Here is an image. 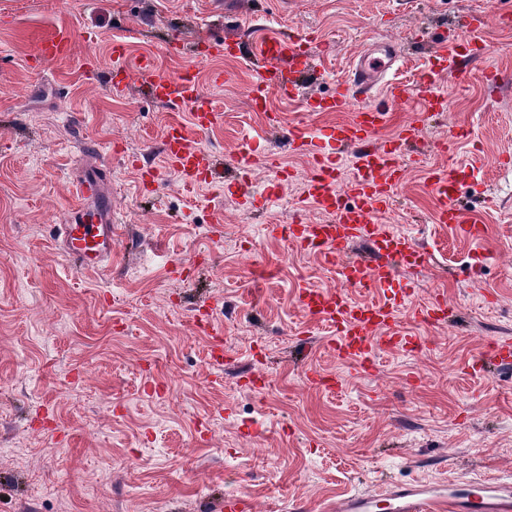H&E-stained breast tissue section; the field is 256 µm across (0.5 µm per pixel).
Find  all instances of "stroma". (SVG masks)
I'll list each match as a JSON object with an SVG mask.
<instances>
[{
  "label": "stroma",
  "instance_id": "stroma-1",
  "mask_svg": "<svg viewBox=\"0 0 512 512\" xmlns=\"http://www.w3.org/2000/svg\"><path fill=\"white\" fill-rule=\"evenodd\" d=\"M467 12L512 13V0H0V512H224L225 496L241 492L251 512L295 501L324 512L386 480H512V368L466 366L487 340L512 339V29L483 33L499 84L483 83L479 63L446 82L450 117L423 127L381 216L428 258L401 270L414 293L398 311L424 344L381 353L370 369L339 359L332 330L296 303L300 288L337 287L325 259L262 230L322 222L297 205L310 162L285 133L340 115L276 98L280 123L269 125L248 105L255 63L213 48L308 34L323 44L311 84L322 95L392 40L406 53L396 76L410 85L425 38ZM58 27L75 34L70 52L34 61V35ZM117 37L162 73L196 71L223 114L200 143L224 188H188L166 169L161 141L176 115L139 82L105 91ZM174 39L185 50L170 56ZM461 126L472 134L453 155L480 171L462 190L483 219L478 240L433 221L429 174ZM85 138L111 163L117 257L99 273L70 268L50 233L75 201ZM245 139L278 151L289 172L270 209L226 189ZM437 298L445 321H419L416 306ZM21 443L24 469L7 454Z\"/></svg>",
  "mask_w": 512,
  "mask_h": 512
}]
</instances>
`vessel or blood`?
<instances>
[{
  "label": "vessel or blood",
  "mask_w": 512,
  "mask_h": 512,
  "mask_svg": "<svg viewBox=\"0 0 512 512\" xmlns=\"http://www.w3.org/2000/svg\"><path fill=\"white\" fill-rule=\"evenodd\" d=\"M453 27L456 38L437 42L420 79L412 87L388 77V70L402 58L400 47L390 43L381 44L380 58L362 56L331 94L321 96L307 92L320 57L310 37L278 33L263 39L257 47L264 67L251 82L249 97L255 111L266 113L270 125L280 122L279 115L270 110V100L275 95L300 102L305 111L315 115H346L345 120L313 133L301 127L289 131L290 146L307 155L312 167L304 198L325 214V222L312 224L297 219L288 225H265L264 231L273 237H288L326 260L338 261L343 288L303 289L298 293L297 303L311 318L334 327L336 351L350 361L374 363L380 350L398 348L407 340L405 332L397 328L396 319L408 297L409 284L399 277L397 268H420L426 257L409 234L380 224L377 216L390 209L409 161L408 150L427 117L442 116L448 110V94L440 89L442 80L463 75L473 62L485 59L489 52L482 37V18L461 15ZM70 45L69 29L59 27L40 37L35 50L41 58H57L67 53ZM112 55L114 65L106 79L112 92L123 91L138 78L154 100L176 112L189 110L190 124L175 122L163 134L161 151L167 165L187 186L198 183L202 175L213 174L211 156L198 138L219 125L223 115L214 109L210 96L201 91L194 73L187 69L175 77L164 75L146 59L128 66L127 46L121 39L113 41ZM412 97L421 103L417 116L401 124L396 135L381 137V130L393 118L395 106ZM234 162L242 174L257 169L277 176L282 173L275 153L250 146L243 148ZM346 167L351 168L352 178L342 188L338 182ZM106 171L102 155H94L83 163L76 189L79 202L71 208L64 223L54 227L65 261L86 272L110 266L116 250L111 208L101 205L91 212L84 205L85 200L101 196ZM469 176L466 168L453 163L432 176L430 186L436 201L433 218L435 223L457 225L465 234L477 238L482 229L461 201L464 181ZM358 241L369 246L370 258L349 257L350 246ZM353 288H377L382 290L383 297L356 303L349 294ZM332 509L512 512V483H390L378 493L341 498Z\"/></svg>",
  "instance_id": "b4317fda"
}]
</instances>
